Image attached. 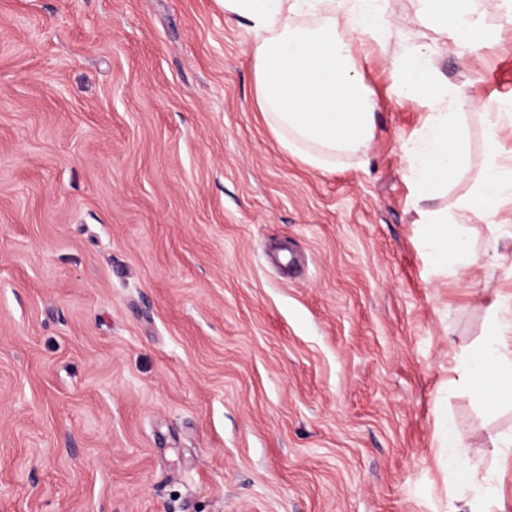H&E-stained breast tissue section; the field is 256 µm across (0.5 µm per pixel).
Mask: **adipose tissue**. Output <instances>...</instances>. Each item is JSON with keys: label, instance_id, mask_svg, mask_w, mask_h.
<instances>
[{"label": "adipose tissue", "instance_id": "ef3b65f1", "mask_svg": "<svg viewBox=\"0 0 512 512\" xmlns=\"http://www.w3.org/2000/svg\"><path fill=\"white\" fill-rule=\"evenodd\" d=\"M224 15L250 36L254 101L278 143L308 167L329 171L337 155H366L374 138L378 101L361 76L354 48L393 50V79L403 101L426 111L420 132L402 145L405 175L415 189L416 222L423 247L441 272L464 271L478 253L460 215L473 212L491 225L512 203V150L498 138L512 127V109L482 115L483 151L469 192L452 205L430 207L466 170L470 145L461 92L437 66L444 44L475 38L488 0H414L416 25L404 27L390 0H221ZM436 34L424 42L425 31ZM471 390L479 380L496 385L499 400L512 401V293L488 309L485 337L454 367ZM448 469L471 493L473 512H492L500 488L493 471L471 464V450L449 419L438 427Z\"/></svg>", "mask_w": 512, "mask_h": 512}]
</instances>
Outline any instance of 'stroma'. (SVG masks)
<instances>
[{
  "label": "stroma",
  "mask_w": 512,
  "mask_h": 512,
  "mask_svg": "<svg viewBox=\"0 0 512 512\" xmlns=\"http://www.w3.org/2000/svg\"><path fill=\"white\" fill-rule=\"evenodd\" d=\"M438 67L512 94L499 10ZM219 0H0V512H469L435 436L489 464L512 411L455 382L512 237L441 274L401 146L425 111L362 47L366 165L283 150ZM498 260H489L488 250Z\"/></svg>",
  "instance_id": "obj_1"
}]
</instances>
